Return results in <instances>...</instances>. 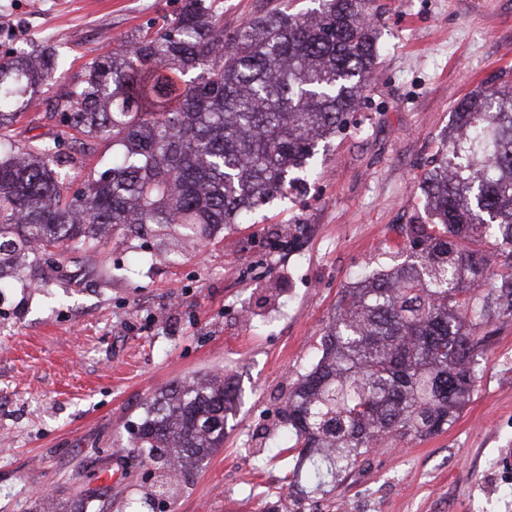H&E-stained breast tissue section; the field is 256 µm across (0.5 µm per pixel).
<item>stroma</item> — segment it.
Returning a JSON list of instances; mask_svg holds the SVG:
<instances>
[{
    "mask_svg": "<svg viewBox=\"0 0 512 512\" xmlns=\"http://www.w3.org/2000/svg\"><path fill=\"white\" fill-rule=\"evenodd\" d=\"M182 0H0V59L55 47L68 77ZM378 63L318 176L166 253L117 230L0 290V512L41 498L89 512H512V322L486 326L478 387L454 425L370 454L326 496L297 501L275 438L289 388L318 359L343 290L403 260L456 102L512 82V0H373ZM52 96L7 134L65 135ZM230 375L224 445L170 496L129 432L159 390Z\"/></svg>",
    "mask_w": 512,
    "mask_h": 512,
    "instance_id": "1",
    "label": "stroma"
}]
</instances>
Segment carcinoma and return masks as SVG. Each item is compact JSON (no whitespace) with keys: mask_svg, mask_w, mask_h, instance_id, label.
Returning a JSON list of instances; mask_svg holds the SVG:
<instances>
[{"mask_svg":"<svg viewBox=\"0 0 512 512\" xmlns=\"http://www.w3.org/2000/svg\"><path fill=\"white\" fill-rule=\"evenodd\" d=\"M369 0H318L224 31L217 0H183L174 17L95 59L57 96L74 145L0 136V288L47 246L65 254L109 232L197 245L286 195L320 143L347 126L367 92L377 29ZM55 49L0 61V131L65 78ZM443 157L423 180L426 224L404 262L348 286L318 361L288 390L280 426L298 452L289 487L323 494L386 444L453 425L480 379L486 337L512 321V84L460 99ZM112 142V166L82 173L89 142ZM492 236L498 269L463 242ZM235 387L209 374L154 397L131 444L172 474L224 445Z\"/></svg>","mask_w":512,"mask_h":512,"instance_id":"cac0c4a2","label":"carcinoma"}]
</instances>
